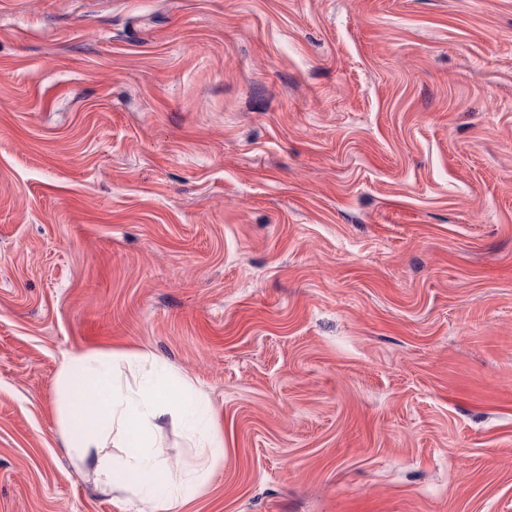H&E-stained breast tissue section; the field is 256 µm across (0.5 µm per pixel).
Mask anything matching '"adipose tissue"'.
I'll use <instances>...</instances> for the list:
<instances>
[{
    "label": "adipose tissue",
    "instance_id": "adipose-tissue-1",
    "mask_svg": "<svg viewBox=\"0 0 512 512\" xmlns=\"http://www.w3.org/2000/svg\"><path fill=\"white\" fill-rule=\"evenodd\" d=\"M146 354L87 350L56 379L58 422L68 453L87 464L102 490L140 497L149 512H174L188 488L204 484L223 455L211 432L208 396ZM179 423L200 450L192 473L170 470L154 448L159 421Z\"/></svg>",
    "mask_w": 512,
    "mask_h": 512
}]
</instances>
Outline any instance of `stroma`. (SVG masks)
<instances>
[{
	"mask_svg": "<svg viewBox=\"0 0 512 512\" xmlns=\"http://www.w3.org/2000/svg\"><path fill=\"white\" fill-rule=\"evenodd\" d=\"M89 349L207 394L179 512H512V0H0V512H146ZM142 362L148 363L146 354L129 350L92 349L68 357L56 379L61 439L103 491L140 497L150 512L176 511L188 488L207 481L223 443L211 432L207 394L165 366L147 369ZM165 419L179 423L194 448H201L193 473L175 474L156 452L154 431ZM112 447L123 454H112ZM159 477L164 493L154 496Z\"/></svg>",
	"mask_w": 512,
	"mask_h": 512,
	"instance_id": "35a3bbf8",
	"label": "stroma"
}]
</instances>
